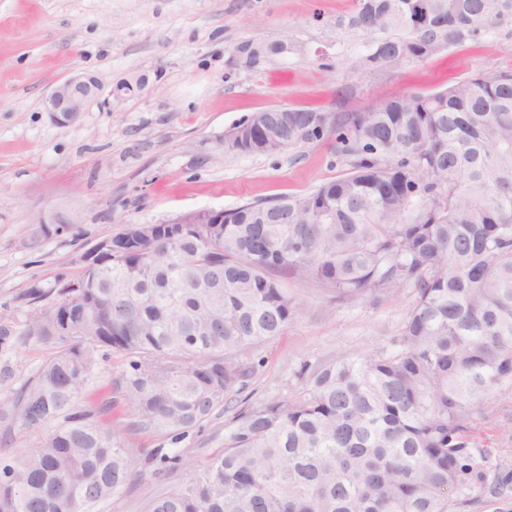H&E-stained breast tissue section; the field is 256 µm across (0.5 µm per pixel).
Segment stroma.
<instances>
[{"mask_svg": "<svg viewBox=\"0 0 512 512\" xmlns=\"http://www.w3.org/2000/svg\"><path fill=\"white\" fill-rule=\"evenodd\" d=\"M354 0H0V321L21 330L33 283L79 274V258L126 224H167L200 208L232 210L283 194L301 195L351 167L336 139L274 154L224 149L229 132L253 112L320 107L366 112L407 92H434L477 73L512 70V29L489 31L421 61L350 71L365 39L336 29ZM289 41L296 52L245 65L246 43ZM90 74L104 90L145 76L139 93L93 104L59 125L45 109L51 89ZM73 222L38 249L32 228ZM299 312L259 349L262 367L246 389L252 403L299 387L303 363L388 346L414 301L411 288L379 298L336 300L313 282L285 279ZM50 345L21 335L7 354L16 389L52 357ZM227 413L212 417L179 449L199 461L224 446ZM480 446L500 474L512 472V386L497 389L473 416ZM137 479L94 512H147L149 499L187 477L152 476L147 460L168 442L148 430L126 436ZM460 512H512V482L488 481Z\"/></svg>", "mask_w": 512, "mask_h": 512, "instance_id": "obj_1", "label": "stroma"}]
</instances>
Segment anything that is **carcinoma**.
<instances>
[{
    "label": "carcinoma",
    "instance_id": "1",
    "mask_svg": "<svg viewBox=\"0 0 512 512\" xmlns=\"http://www.w3.org/2000/svg\"><path fill=\"white\" fill-rule=\"evenodd\" d=\"M336 27L369 37L355 72L400 61L385 49L422 60L512 27V0H355ZM273 48L239 52L255 65ZM279 117L290 147L335 134L351 172L226 211L222 224L112 249L111 262L78 275L101 304L78 314L76 336L52 335L50 310L36 307L24 331L0 324V353L19 336L57 349L0 401V422L42 433L0 462V512H86L129 483L126 440L96 415L123 403L133 430L177 444L244 390L263 363L255 349L297 313L275 271L338 300L409 286L416 299L391 348L305 363L292 395L243 399L220 452L190 463L155 449L154 474H192L149 512H455L485 487L494 464L473 439L474 407L512 384V71L341 118L316 108ZM262 137L242 122L224 147L261 154ZM102 347L128 367L86 409Z\"/></svg>",
    "mask_w": 512,
    "mask_h": 512
}]
</instances>
